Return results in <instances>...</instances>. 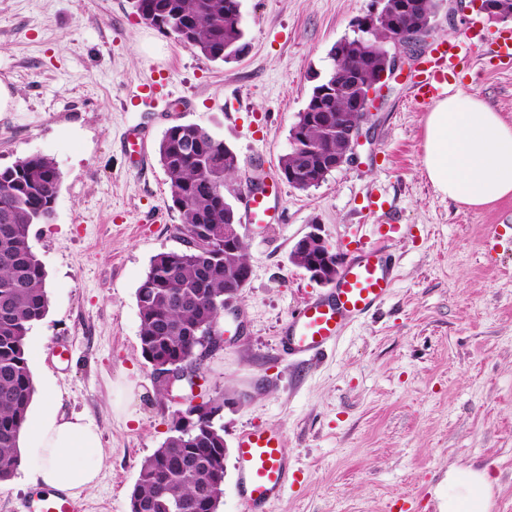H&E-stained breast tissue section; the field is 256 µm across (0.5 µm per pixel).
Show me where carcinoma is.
I'll return each instance as SVG.
<instances>
[{"instance_id":"1","label":"carcinoma","mask_w":512,"mask_h":512,"mask_svg":"<svg viewBox=\"0 0 512 512\" xmlns=\"http://www.w3.org/2000/svg\"><path fill=\"white\" fill-rule=\"evenodd\" d=\"M408 2L417 13H382L368 30L359 20L354 37L333 45V67L313 87L308 104L323 102V112L347 126L359 121L349 110L350 94L332 91L355 73L362 85L375 82L374 67L387 44L403 43L409 27L436 15L443 0ZM238 5L240 0H134L137 14L152 27L170 29L182 44L221 62L247 48L233 16ZM303 136L301 146L279 161L281 175L294 187L325 155L344 149L331 128L316 120L305 123ZM158 156L181 216L174 233L184 248L151 259L137 289L139 341L143 356L172 365L197 354L199 338L224 315L225 298L247 286L249 262L245 243L224 249V225L238 223L235 207L224 199V186L237 169L234 151L211 131L187 123L165 130ZM60 182L58 168L44 155L0 167V483L20 466L18 438L34 394L27 337L49 308L46 273L30 232L53 218ZM205 405L209 411L190 429L171 428L161 448L141 463L130 496L133 512H167L172 503L182 504L183 512H215L224 494V426L217 423L224 397H210Z\"/></svg>"}]
</instances>
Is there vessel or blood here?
I'll return each mask as SVG.
<instances>
[{
    "mask_svg": "<svg viewBox=\"0 0 512 512\" xmlns=\"http://www.w3.org/2000/svg\"><path fill=\"white\" fill-rule=\"evenodd\" d=\"M476 54L512 66V33L492 44L471 39ZM458 66L457 45L441 38L424 55L412 76L418 100L426 102L442 95L448 75ZM148 132L137 126L127 129L123 149L131 164L141 165L146 155ZM282 194L280 184L262 167H255L242 198L243 223H271ZM396 282L394 266L380 245L356 248L328 294L305 301L293 314L283 332L281 347L285 355L305 357L324 352L334 345L345 328L376 311ZM238 490L244 512H265L278 499L295 475L291 473L280 433L254 427L244 430L237 440ZM22 512H79L71 498L57 494L23 503Z\"/></svg>",
    "mask_w": 512,
    "mask_h": 512,
    "instance_id": "obj_1",
    "label": "vessel or blood"
}]
</instances>
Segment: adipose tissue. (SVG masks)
<instances>
[{"instance_id":"obj_1","label":"adipose tissue","mask_w":512,"mask_h":512,"mask_svg":"<svg viewBox=\"0 0 512 512\" xmlns=\"http://www.w3.org/2000/svg\"><path fill=\"white\" fill-rule=\"evenodd\" d=\"M424 126L423 170L437 192L473 209L512 197V123L482 98L461 91L449 95L435 103ZM19 450L40 490L76 497L100 474L98 428L50 407L24 425ZM492 485L484 469L449 471L442 512H490Z\"/></svg>"}]
</instances>
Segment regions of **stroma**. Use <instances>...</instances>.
Listing matches in <instances>:
<instances>
[{"label": "stroma", "mask_w": 512, "mask_h": 512, "mask_svg": "<svg viewBox=\"0 0 512 512\" xmlns=\"http://www.w3.org/2000/svg\"><path fill=\"white\" fill-rule=\"evenodd\" d=\"M372 0H241L248 52L214 62L144 24L132 0H0V78L18 98L0 112V166L41 154L61 184L50 223L30 245L46 271L49 310L27 338L33 382L65 416L99 429L104 462L81 512H129L142 461L170 434L176 409L141 353L136 293L153 256L181 249V217L157 148L194 123L236 153V188L255 156L278 170L290 129L329 51ZM438 36L462 61L449 93L478 94L512 122V69L473 55L467 34L496 40L512 18L445 0ZM357 162L318 186L284 184L279 217L241 228L251 278L207 355L208 395L223 396L226 477L218 512H242L235 439L280 431L298 480L270 512H438L448 470L496 480L492 512H512V197L471 209L422 170L424 119L397 77ZM150 133L142 166L122 150L127 127ZM317 224L334 251L386 243L398 279L373 315L321 357L280 353L288 318L326 288L289 256Z\"/></svg>", "instance_id": "1"}]
</instances>
